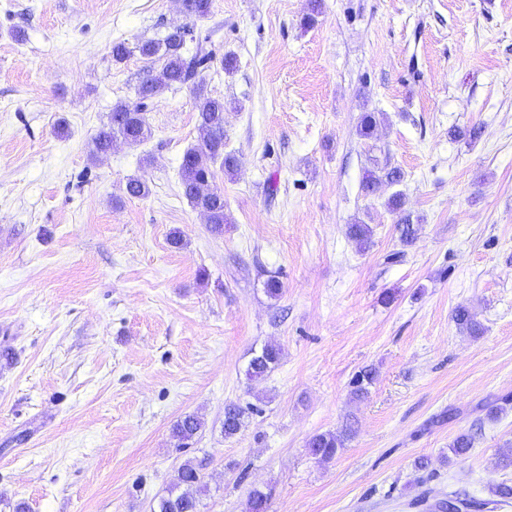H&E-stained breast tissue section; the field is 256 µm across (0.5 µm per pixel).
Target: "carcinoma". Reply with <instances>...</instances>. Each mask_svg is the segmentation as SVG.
Wrapping results in <instances>:
<instances>
[{
  "label": "carcinoma",
  "instance_id": "carcinoma-1",
  "mask_svg": "<svg viewBox=\"0 0 512 512\" xmlns=\"http://www.w3.org/2000/svg\"><path fill=\"white\" fill-rule=\"evenodd\" d=\"M186 15L203 18L210 13L212 0H182ZM196 42L195 50H190L189 42ZM138 52L147 60H157L160 68L151 69L140 82L136 90L137 102L133 104L119 102L112 108L108 124L102 127L93 139L94 152L105 154L112 149V143L120 138L137 145L152 136V129L145 116L148 101L163 92L183 85H192L199 99L198 128L199 141L188 148L182 157L179 174L184 196L201 211L210 224L211 232L221 235L224 224L228 223L225 213L224 193L214 185L215 168L231 174L240 165V159L233 152L224 151V100L205 94L200 74L209 68L213 56L204 46V40L194 36L188 26L176 27L159 41L147 40L138 45ZM379 118L374 112H367L360 118L358 133L364 138L372 137ZM402 179V172L396 167L384 165L367 173L363 190L369 194L377 192L384 184L395 185ZM125 192L130 197H146L150 193L146 179L138 176L127 178ZM392 210L400 213L399 223L403 224L401 240L410 243L414 240L415 230L410 215L403 213V195L393 193L389 200ZM372 229L367 224H351L349 237L361 248L371 239ZM454 321L459 330L479 336L483 333V324L476 314L466 306H459L454 312ZM282 349L268 344L251 358L247 376L251 380L265 377L278 364ZM374 380V373L365 369L356 374L351 381L353 394L360 398L368 393V387ZM245 410L235 404L224 408V437L235 436L244 423ZM203 429L202 420L188 414L177 420L172 434L187 446ZM351 430L327 431L312 435L307 448L319 460L328 462L337 452L346 447ZM206 485L202 482L199 469L190 461L185 462L168 490V494L159 498L153 506V512H198L199 495ZM489 499H469L470 512H482L484 509H502L512 504V485L500 483L489 487ZM246 512H268V497L255 489L247 500Z\"/></svg>",
  "mask_w": 512,
  "mask_h": 512
}]
</instances>
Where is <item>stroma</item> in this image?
<instances>
[{"label":"stroma","mask_w":512,"mask_h":512,"mask_svg":"<svg viewBox=\"0 0 512 512\" xmlns=\"http://www.w3.org/2000/svg\"><path fill=\"white\" fill-rule=\"evenodd\" d=\"M308 4L212 0L191 19L181 0H0V512H151L188 460L199 512H245L254 489L268 512H425L418 495L512 484V0H321L307 28ZM186 23L241 160L216 175L220 235L179 179L193 88L150 101L148 141L92 154L151 67L136 44ZM472 126L476 141L451 135ZM384 162L403 181L365 193ZM133 175L147 197L126 195ZM460 305L482 336L459 331ZM267 344L279 363L248 380ZM231 403L248 414L228 438ZM188 414L204 429L183 448L171 428ZM345 427L333 460L308 454ZM462 433L473 446L450 457ZM350 436V429L317 433L309 438L306 445L313 455L318 456L319 460L328 462L336 456L339 450L346 447Z\"/></svg>","instance_id":"obj_1"}]
</instances>
